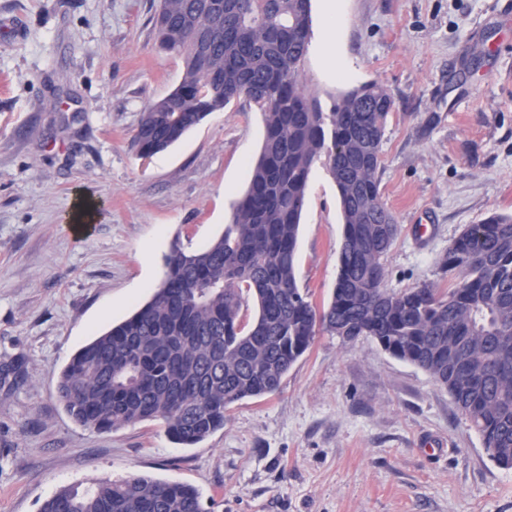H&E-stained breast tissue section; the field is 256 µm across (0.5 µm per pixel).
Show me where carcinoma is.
I'll use <instances>...</instances> for the list:
<instances>
[{
    "mask_svg": "<svg viewBox=\"0 0 512 512\" xmlns=\"http://www.w3.org/2000/svg\"><path fill=\"white\" fill-rule=\"evenodd\" d=\"M311 24V0H161L156 38L184 71L141 112L138 155L167 150L234 101L261 113L260 153L224 232L195 251L173 245L151 299L60 372L59 400L86 428L161 419L172 440L194 446L238 402L278 391L318 333L371 337L443 387L493 461L512 470V215L492 213L459 235L441 263L448 287H385L399 225L378 170L394 101L370 83L323 111L298 79ZM320 160L336 184L343 241L336 285L319 304L298 285L296 253ZM40 512L205 509L191 485L132 476L63 488Z\"/></svg>",
    "mask_w": 512,
    "mask_h": 512,
    "instance_id": "obj_1",
    "label": "carcinoma"
}]
</instances>
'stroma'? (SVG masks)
<instances>
[{"label":"stroma","instance_id":"stroma-1","mask_svg":"<svg viewBox=\"0 0 512 512\" xmlns=\"http://www.w3.org/2000/svg\"><path fill=\"white\" fill-rule=\"evenodd\" d=\"M159 0H0V512H39L62 488L144 475L197 487L206 512H512L498 467L447 391L373 339L322 333L275 394L246 399L200 444L163 421L116 431L76 423L57 377L94 335L130 316L173 240L219 235L249 181L262 117L234 102L140 158L143 109L181 81L155 41ZM300 72L323 109L376 82L381 199L400 226L394 289L448 285L440 263L468 226L512 213V0H337L322 62L323 0ZM95 219L71 225L79 206ZM428 231L418 235V225ZM342 219L324 163L310 175L296 275L330 295Z\"/></svg>","mask_w":512,"mask_h":512}]
</instances>
